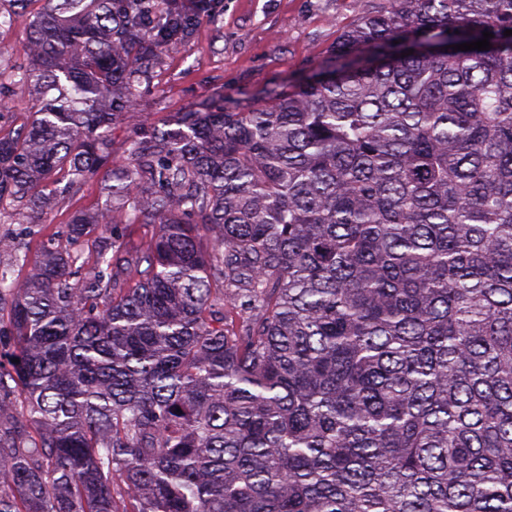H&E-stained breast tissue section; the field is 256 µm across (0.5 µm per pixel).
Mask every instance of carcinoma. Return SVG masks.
Masks as SVG:
<instances>
[{"label": "carcinoma", "mask_w": 512, "mask_h": 512, "mask_svg": "<svg viewBox=\"0 0 512 512\" xmlns=\"http://www.w3.org/2000/svg\"><path fill=\"white\" fill-rule=\"evenodd\" d=\"M206 18L47 0L0 59L37 102L0 224L107 198L33 259L0 235V512H512V0H387L333 68L116 160Z\"/></svg>", "instance_id": "obj_1"}]
</instances>
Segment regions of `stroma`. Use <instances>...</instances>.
<instances>
[{
  "label": "stroma",
  "mask_w": 512,
  "mask_h": 512,
  "mask_svg": "<svg viewBox=\"0 0 512 512\" xmlns=\"http://www.w3.org/2000/svg\"><path fill=\"white\" fill-rule=\"evenodd\" d=\"M382 0H217L214 20L203 21L194 38L170 49L155 69L137 105L124 111L112 128L115 156L150 119L199 108L217 98L254 103L266 90L299 80L330 57L343 31ZM31 0L15 14L12 0H0V13L13 15L0 26V54L18 56L30 19L39 11ZM105 198L90 182L67 196L59 209L26 241L30 252L61 238L72 212L102 208Z\"/></svg>",
  "instance_id": "35a3bbf8"
}]
</instances>
